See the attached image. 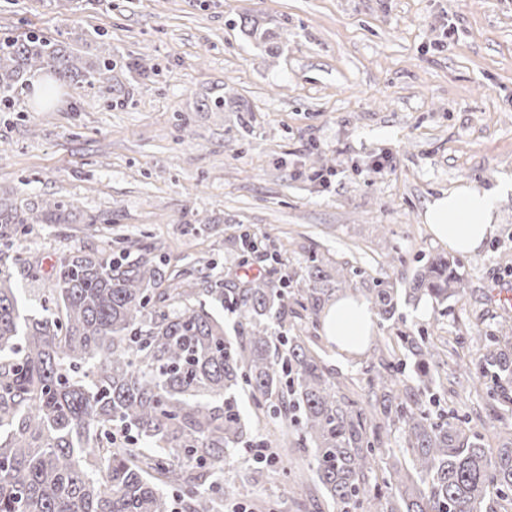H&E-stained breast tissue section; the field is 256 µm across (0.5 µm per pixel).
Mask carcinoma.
<instances>
[{
    "mask_svg": "<svg viewBox=\"0 0 512 512\" xmlns=\"http://www.w3.org/2000/svg\"><path fill=\"white\" fill-rule=\"evenodd\" d=\"M248 35L278 52L268 31ZM112 67L108 59L87 67L36 33L0 39V107L40 72L62 81L82 76L108 90ZM68 210L48 198L20 215L0 201V243L25 224H66ZM462 265L437 253L399 290L353 267L331 272L313 254L302 275L281 285L252 278L226 288L203 275L184 288L188 272L169 273L150 245L126 238L115 254L110 246L63 254L51 273L56 311L39 318L20 314L12 273L0 271V512H219L239 494L224 483V469L251 437L244 389L285 428L283 437L293 431L285 445L311 450L308 469L336 512H508L512 439L491 454L469 420L432 417L398 389L401 360L374 368L368 410L339 393L300 337L281 332L290 298L315 325L337 291L359 284L385 321L401 296L414 306L459 301ZM214 305L237 315L235 336L226 335ZM466 338L480 356L457 367L483 380L482 427L495 428L512 409V324ZM398 340L417 388L430 391L444 363L440 350L428 336L402 332ZM380 416L402 423L410 464H386L379 483L373 462L394 455Z\"/></svg>",
    "mask_w": 512,
    "mask_h": 512,
    "instance_id": "obj_1",
    "label": "carcinoma"
}]
</instances>
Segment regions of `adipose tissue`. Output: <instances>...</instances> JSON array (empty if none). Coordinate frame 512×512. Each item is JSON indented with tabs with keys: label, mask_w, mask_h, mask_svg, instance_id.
Instances as JSON below:
<instances>
[{
	"label": "adipose tissue",
	"mask_w": 512,
	"mask_h": 512,
	"mask_svg": "<svg viewBox=\"0 0 512 512\" xmlns=\"http://www.w3.org/2000/svg\"><path fill=\"white\" fill-rule=\"evenodd\" d=\"M491 192L465 189L443 195L428 203L424 219L434 237L449 248L474 254L493 233ZM376 328V317L360 296L347 295L337 299L327 311L323 330L343 352L361 351Z\"/></svg>",
	"instance_id": "obj_1"
}]
</instances>
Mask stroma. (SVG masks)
Wrapping results in <instances>:
<instances>
[{
	"instance_id": "1",
	"label": "stroma",
	"mask_w": 512,
	"mask_h": 512,
	"mask_svg": "<svg viewBox=\"0 0 512 512\" xmlns=\"http://www.w3.org/2000/svg\"><path fill=\"white\" fill-rule=\"evenodd\" d=\"M16 0L0 6V37L37 32L65 40L84 61L111 58L110 90L62 86L35 98L42 76L0 111V201L25 209L71 205V228L31 224L5 250L51 267L69 250L100 245L88 217L113 238L140 239L171 271L212 266L232 285L243 274L285 280L311 254L402 286L419 262L447 252L423 220L427 204L470 186L493 192L494 232L466 256V296L441 306L399 305L357 354L337 350L300 314L303 336L349 392L368 391V368L399 332L435 342L496 331L512 303V0ZM453 17L457 38L442 34ZM275 30L268 54L244 20ZM149 67L140 76L130 60ZM223 93V111L205 103ZM321 152L323 171L309 151ZM385 155L384 170L373 169ZM268 236L279 261L241 259L233 239ZM423 393L434 412L471 417L485 404L476 377L445 365ZM226 482L248 512H318L305 478L280 501L281 463L241 450Z\"/></svg>"
}]
</instances>
